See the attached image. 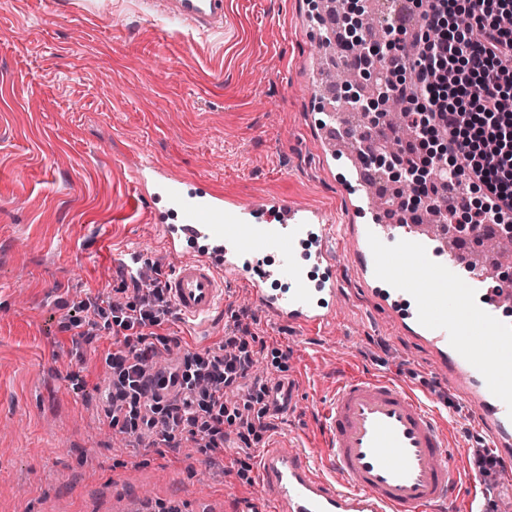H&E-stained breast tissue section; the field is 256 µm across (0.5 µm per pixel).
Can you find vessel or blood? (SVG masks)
Masks as SVG:
<instances>
[{
  "mask_svg": "<svg viewBox=\"0 0 512 512\" xmlns=\"http://www.w3.org/2000/svg\"><path fill=\"white\" fill-rule=\"evenodd\" d=\"M149 18L173 31L212 30L225 0H142ZM136 193L162 227L168 297L179 319L209 324L224 307V281L249 286L253 302L279 325L311 330L335 315L340 294L330 244L335 225L318 209L277 199L228 203L205 181L187 182L137 163ZM309 239L323 266L310 287L295 260ZM355 258L371 283H392L414 300L411 329L465 385L491 427L500 474L512 478V283L500 282L464 249L432 243L418 224L364 225ZM127 280H152L135 249L120 256ZM432 390L414 392L389 376H343L320 408L323 447L285 439L262 448L255 473L273 512H436L464 494L469 512H487L474 486H461Z\"/></svg>",
  "mask_w": 512,
  "mask_h": 512,
  "instance_id": "b4317fda",
  "label": "vessel or blood"
}]
</instances>
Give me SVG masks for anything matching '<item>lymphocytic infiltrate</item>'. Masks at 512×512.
Returning <instances> with one entry per match:
<instances>
[{"label": "lymphocytic infiltrate", "mask_w": 512, "mask_h": 512, "mask_svg": "<svg viewBox=\"0 0 512 512\" xmlns=\"http://www.w3.org/2000/svg\"><path fill=\"white\" fill-rule=\"evenodd\" d=\"M422 10L424 29L418 36V61L408 67L401 36L406 29L389 20L382 45L368 50L369 65L382 66L377 91L355 92L352 107L365 110L369 99H397L416 141L432 144L426 158L400 162L403 184L420 203L436 202L434 183L422 167L456 178L464 189L461 204L450 216H465L469 229L499 225L512 233V0H414ZM83 317L64 323L65 331L90 345L101 333H115L119 349L107 354L111 372L103 393L105 415L112 427L127 433L160 434L165 443L190 435L209 460L224 454L230 435L250 444L267 428L253 423L254 401L265 399L264 383H254L243 401L227 399L239 390L254 364L253 335L237 323L221 345L185 353L176 367L158 371L156 384L178 385L171 402L150 396L146 375L168 339L160 328L172 314L160 282L118 304L97 294L82 300Z\"/></svg>", "instance_id": "1"}]
</instances>
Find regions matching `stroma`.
<instances>
[{
	"label": "stroma",
	"instance_id": "obj_1",
	"mask_svg": "<svg viewBox=\"0 0 512 512\" xmlns=\"http://www.w3.org/2000/svg\"><path fill=\"white\" fill-rule=\"evenodd\" d=\"M225 29L167 36L138 0H0V512H239L261 499L229 437L211 462L193 441L157 453L112 429L101 393L111 336L74 346L62 324L87 295L131 300L115 264L138 247L152 263L162 234L134 190L139 153L206 179L228 201L281 198L360 224L342 195L343 165L312 99L311 0H228ZM334 322L314 333L276 326L229 279L210 326L172 317L159 367L216 346L246 317L264 348L243 387L291 378L298 403L269 411L263 441L320 446L318 405L345 372L387 374L444 394L447 433L465 481L493 505L512 480L468 462L488 429L434 355L386 320L354 264L338 261Z\"/></svg>",
	"mask_w": 512,
	"mask_h": 512
}]
</instances>
